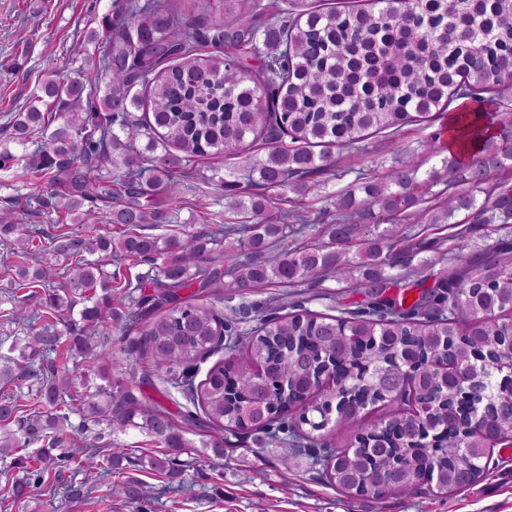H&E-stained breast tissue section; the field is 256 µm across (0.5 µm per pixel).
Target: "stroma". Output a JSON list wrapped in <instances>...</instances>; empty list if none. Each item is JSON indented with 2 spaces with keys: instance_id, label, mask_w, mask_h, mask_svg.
I'll return each mask as SVG.
<instances>
[{
  "instance_id": "35a3bbf8",
  "label": "stroma",
  "mask_w": 512,
  "mask_h": 512,
  "mask_svg": "<svg viewBox=\"0 0 512 512\" xmlns=\"http://www.w3.org/2000/svg\"><path fill=\"white\" fill-rule=\"evenodd\" d=\"M120 3L121 0H0V144L10 142L14 114L32 104L39 80L47 74H65L80 68L94 78L97 88H104L105 81L97 77L90 59L101 55L108 39L100 35L92 42L88 35L99 32L103 21L114 20ZM78 41L86 43L87 56L71 53V46ZM439 129L436 122H415L390 135H373L352 148L353 162L364 172L383 174L394 164L393 147L398 144L424 168H431L424 144ZM266 155L265 146L257 144L239 156L199 159L195 163L196 178L185 181L164 222L146 225V233L178 238L193 233L209 239L207 258L218 256L223 246L212 243L217 227L210 221L211 213L218 209L216 183L234 175L245 177L250 165ZM45 189V181L17 180L12 172L0 171V210L12 209L19 223L51 236L65 234L72 239H85L93 228L102 235L111 232L102 209L86 215L80 224L56 223L49 206L36 213L30 211L27 197ZM459 230L456 224L406 225L410 249L401 257L403 265L415 268L436 258L438 250L447 248L448 236ZM147 269V264L130 258L108 267L114 295L112 320L103 325L101 333L113 352L140 340L147 326L163 313L159 307L144 311L141 321L132 325L124 319L121 298L126 286L136 282ZM181 295L215 307L224 315L246 318L251 324L278 308L285 295L295 300L307 299L308 310L318 313L328 312L336 298L352 307L365 300L363 289L330 279L288 288L275 284L248 290L224 287L202 294L185 289ZM53 358L58 369L68 371L77 397L86 391L121 386L141 403L166 415L189 442V449L179 456V477L155 474L142 462L159 453L158 441L135 430L116 438L108 432L100 433L95 426L76 431L79 403L77 398L70 401L72 427L63 437L64 445H85L92 450L111 447L115 442L123 445L131 457L127 474L161 492L149 512H512V452L504 446L496 447L485 479L445 496L423 488L408 496L383 500L343 495L328 484L320 466L314 465L307 454L292 457L291 468L286 471L280 463L282 448L255 449L251 437L243 434H226L224 467L213 471L208 466L206 448L211 430L188 424L184 417L186 400L177 388L154 373L145 357L136 354L119 365L107 362L97 371L86 370L82 358L72 351L58 350ZM32 454V449L19 448L13 455L0 456V512H135L133 505L110 496L111 477L84 472L74 463L60 472L48 470L41 489L25 498L16 497L14 486L26 474L17 460ZM59 481L77 489L91 488L92 494L87 499L64 500L52 490Z\"/></svg>"
}]
</instances>
